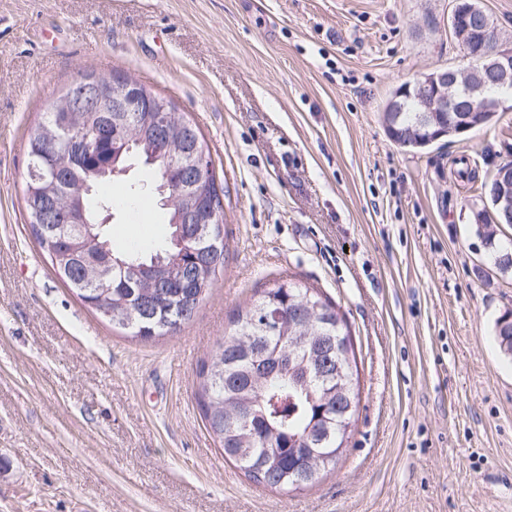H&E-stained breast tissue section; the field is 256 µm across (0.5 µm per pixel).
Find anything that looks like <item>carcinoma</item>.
Segmentation results:
<instances>
[{"label":"carcinoma","mask_w":512,"mask_h":512,"mask_svg":"<svg viewBox=\"0 0 512 512\" xmlns=\"http://www.w3.org/2000/svg\"><path fill=\"white\" fill-rule=\"evenodd\" d=\"M413 101L402 112H385V125L395 128L393 141L403 148L422 150L425 129ZM87 112H46L28 137L29 163L45 177L35 184V192L25 189L28 217L45 199L55 200L59 219L47 221L32 232L56 266L59 275L77 297L114 326L127 329L144 340L177 331L176 317L182 309H196L208 289L199 287L206 279L213 284L224 268L225 252L201 262L198 254L185 252L181 263L188 278L173 284L168 294L144 312H130L126 297L135 283L124 288L120 277L112 282L93 278L89 265L96 248L85 251L77 261L54 251L62 228H71L70 216L85 210L92 234L108 241L98 217L112 210V201L95 193L75 195L81 171L69 166L62 155L67 138L85 136ZM180 124L167 128L172 139L183 138L188 149L204 147L197 126L184 115ZM125 138L123 128L112 127V143L93 138L84 156L89 169H102L112 158L114 144ZM153 179L133 188L136 194H155L163 183L177 188L179 167L151 165ZM174 249L173 240L153 253L112 254L118 263L151 265L154 257ZM271 311L283 314L275 330L268 328ZM350 335L346 319L336 306L316 288L286 279L264 291L250 306L237 311L230 333L218 346L210 363L202 365L198 377L199 398L207 426L224 453L248 479L280 490L302 489L315 482L321 472L333 468L346 451L350 427L358 411V367L353 346L345 344ZM501 351L512 356V311L495 323ZM244 408L254 410V426L244 430L237 417Z\"/></svg>","instance_id":"1"}]
</instances>
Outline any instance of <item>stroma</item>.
Here are the masks:
<instances>
[{
	"label": "stroma",
	"mask_w": 512,
	"mask_h": 512,
	"mask_svg": "<svg viewBox=\"0 0 512 512\" xmlns=\"http://www.w3.org/2000/svg\"><path fill=\"white\" fill-rule=\"evenodd\" d=\"M453 0H0V512H512V309L479 226L512 160V109L414 152L383 112L458 66ZM127 73L199 128L224 190L225 262L194 317L142 340L56 275L27 220L26 140L84 73ZM467 157L476 177L456 176ZM107 191L110 240L169 234L157 199ZM293 278L343 313L360 406L311 487L250 482L209 434L201 364L234 313ZM495 336L501 351L512 356V311H505L495 323Z\"/></svg>",
	"instance_id": "1"
}]
</instances>
